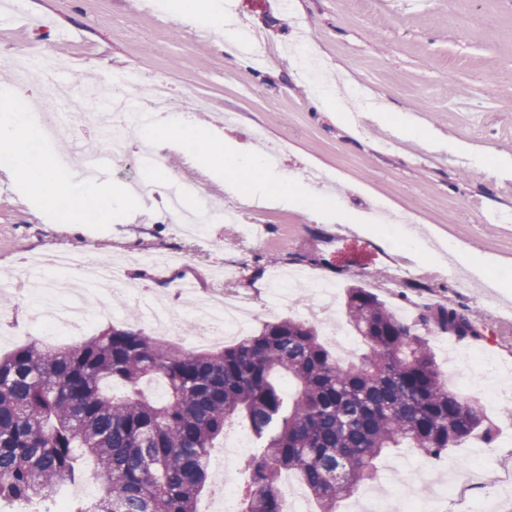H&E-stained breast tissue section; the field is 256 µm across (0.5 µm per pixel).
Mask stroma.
Returning a JSON list of instances; mask_svg holds the SVG:
<instances>
[{"mask_svg": "<svg viewBox=\"0 0 512 512\" xmlns=\"http://www.w3.org/2000/svg\"><path fill=\"white\" fill-rule=\"evenodd\" d=\"M226 3L241 30L256 36L250 48L238 50L247 59L241 67L230 64L220 31L197 40L194 28L182 26L158 0H0V52L62 57L67 67L58 81L73 90L84 79L136 73L142 81L129 92L147 101L152 84L168 83L172 93L160 106L166 113L185 112L189 101L205 99L201 124L242 143L263 127L267 138L257 148L283 147L280 168L299 178L307 168H320L335 181L328 201L366 214L380 205L387 223L365 232L352 224H320L296 210L251 207L173 153L167 161L171 182L203 180L210 197L239 209L240 224L258 226V237H244L240 224L216 216L204 240H189L170 222L161 196L136 223L77 227L50 217L35 195L0 169V297L6 299L0 313L19 326L17 335L0 333V354L39 333L13 277L29 255L65 247L120 262L178 251L185 264L166 273L128 272V287L161 289L180 306L185 298L174 288L181 279L192 280L202 295L230 290L259 310L257 330L294 315L264 308L269 282L282 270L335 284L332 317L342 328L352 287L415 317L450 306L484 327V339L457 346L482 351L487 363L478 373L464 363L449 366L440 332L431 333L434 361L449 387L480 399L512 389V292L483 287L465 269L439 264L425 244H416L413 258L389 245L394 220L404 216L419 232L432 230L452 245L493 256L498 273H512V223L485 219L490 212H512V172L485 170L447 150L395 138L363 116L372 100L382 98L441 137L512 155V0H290L284 8L277 0ZM300 47L321 60L326 83L356 90L348 105L361 115L358 136L314 106L310 76L286 62L288 51ZM484 415L493 441L476 436L446 453L455 491L440 498L434 485L418 484L420 498L435 503L436 512H469L478 501L492 503L491 512H512V492L499 493L500 477L512 474V430L504 427L501 408ZM476 450L481 461L474 466L469 458Z\"/></svg>", "mask_w": 512, "mask_h": 512, "instance_id": "obj_1", "label": "stroma"}]
</instances>
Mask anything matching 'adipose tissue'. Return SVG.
Listing matches in <instances>:
<instances>
[{
  "label": "adipose tissue",
  "mask_w": 512,
  "mask_h": 512,
  "mask_svg": "<svg viewBox=\"0 0 512 512\" xmlns=\"http://www.w3.org/2000/svg\"><path fill=\"white\" fill-rule=\"evenodd\" d=\"M165 10L195 26L223 30L224 45L239 47L240 29L224 9L223 0H163ZM374 117L393 134L432 149L448 148L456 155L500 170L512 169V156L493 150L476 153L459 141H444L405 112L391 111L386 104L373 108ZM30 106L12 85L0 86V150L12 154L11 178L23 182L52 210H65L74 224H93L102 217L110 221L134 222L141 209L137 197L125 187L101 179H78L63 169L55 148L42 145L36 134ZM141 137L181 153L187 163L204 168L220 181L225 194L262 207L299 210L310 219L326 224H356L360 217L333 205L314 204L301 180L279 167L267 165L261 154L241 151L209 127L187 123L180 114L142 129Z\"/></svg>",
  "instance_id": "ef3b65f1"
}]
</instances>
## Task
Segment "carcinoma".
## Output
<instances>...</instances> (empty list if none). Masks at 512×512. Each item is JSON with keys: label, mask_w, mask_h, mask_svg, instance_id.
<instances>
[{"label": "carcinoma", "mask_w": 512, "mask_h": 512, "mask_svg": "<svg viewBox=\"0 0 512 512\" xmlns=\"http://www.w3.org/2000/svg\"><path fill=\"white\" fill-rule=\"evenodd\" d=\"M347 317L368 350L341 365L313 323L290 318L217 349H178L132 325L74 347H15L0 356V502H47L90 458L108 512H197L214 442L239 418L258 443L245 462L248 512H284L286 472L335 512L389 448L439 458L477 434L493 439L479 402L448 386L418 332L483 338L468 314L441 305L410 323L353 287ZM155 375L160 400L138 391Z\"/></svg>", "instance_id": "obj_1"}]
</instances>
